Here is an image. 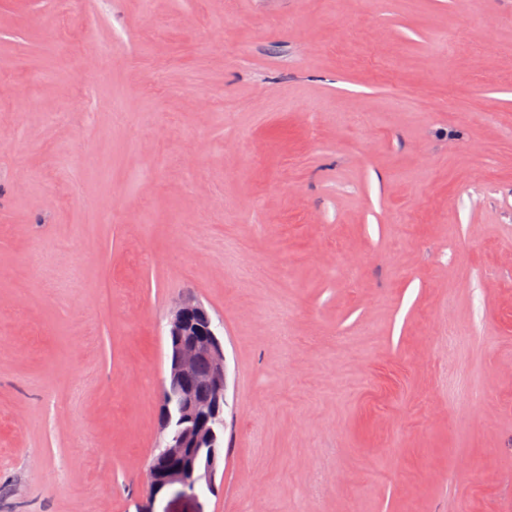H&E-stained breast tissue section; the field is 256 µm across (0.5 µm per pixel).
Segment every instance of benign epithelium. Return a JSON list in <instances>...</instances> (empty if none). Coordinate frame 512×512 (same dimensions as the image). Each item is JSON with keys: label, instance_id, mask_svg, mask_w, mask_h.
<instances>
[{"label": "benign epithelium", "instance_id": "1", "mask_svg": "<svg viewBox=\"0 0 512 512\" xmlns=\"http://www.w3.org/2000/svg\"><path fill=\"white\" fill-rule=\"evenodd\" d=\"M167 374L160 395L162 448L150 461L145 483L148 498L170 493L196 498L213 484L220 460L217 426L224 416L226 367L224 346L210 313L198 302L181 298L167 321ZM208 364L210 392L197 396L184 383Z\"/></svg>", "mask_w": 512, "mask_h": 512}]
</instances>
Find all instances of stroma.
Listing matches in <instances>:
<instances>
[{"label": "stroma", "mask_w": 512, "mask_h": 512, "mask_svg": "<svg viewBox=\"0 0 512 512\" xmlns=\"http://www.w3.org/2000/svg\"><path fill=\"white\" fill-rule=\"evenodd\" d=\"M186 295L153 512H512V0H0V512H140ZM167 374L160 395L162 448L150 461L145 483L151 501L161 493L175 498H197L202 486H212L220 460L223 436L217 426L224 418L226 367L224 346L210 313L190 298L178 299L167 321ZM208 364L210 392L198 397L184 383ZM207 448L206 462L196 468L188 462V448ZM223 453V448H222Z\"/></svg>", "instance_id": "obj_1"}]
</instances>
